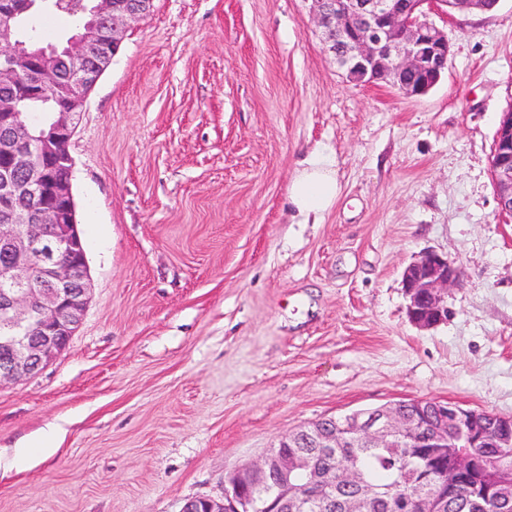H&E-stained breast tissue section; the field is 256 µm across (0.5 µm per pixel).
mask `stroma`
<instances>
[{"label": "stroma", "instance_id": "35a3bbf8", "mask_svg": "<svg viewBox=\"0 0 512 512\" xmlns=\"http://www.w3.org/2000/svg\"><path fill=\"white\" fill-rule=\"evenodd\" d=\"M430 19L450 53L421 97L348 83L311 0H154L131 24L69 147L91 302L66 351L0 386V512H180L289 432L391 402L512 415L490 167L512 0ZM26 24L75 32L47 8ZM314 152L342 191L302 224L287 190ZM426 251L463 277L424 330L402 274Z\"/></svg>", "mask_w": 512, "mask_h": 512}]
</instances>
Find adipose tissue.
<instances>
[{
    "instance_id": "1",
    "label": "adipose tissue",
    "mask_w": 512,
    "mask_h": 512,
    "mask_svg": "<svg viewBox=\"0 0 512 512\" xmlns=\"http://www.w3.org/2000/svg\"><path fill=\"white\" fill-rule=\"evenodd\" d=\"M340 194L336 172L323 159L302 162L288 185V201L301 216L322 217Z\"/></svg>"
}]
</instances>
